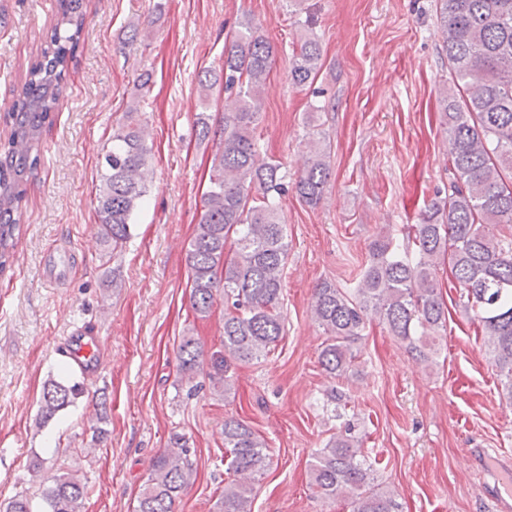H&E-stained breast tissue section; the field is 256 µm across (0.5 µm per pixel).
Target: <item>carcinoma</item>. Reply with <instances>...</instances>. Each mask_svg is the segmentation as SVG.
I'll return each mask as SVG.
<instances>
[{
  "instance_id": "cac0c4a2",
  "label": "carcinoma",
  "mask_w": 512,
  "mask_h": 512,
  "mask_svg": "<svg viewBox=\"0 0 512 512\" xmlns=\"http://www.w3.org/2000/svg\"><path fill=\"white\" fill-rule=\"evenodd\" d=\"M443 48L451 84L444 90L441 124L451 144L452 179L445 196L431 200L417 223L407 227V245L390 235L374 239L356 287L331 281L316 286L311 314L327 336L319 363L330 374L352 370L355 344L376 321L406 344L424 367L436 364L448 334V309L440 297V271L459 289L461 307L478 324L501 394L512 404V0H438ZM86 20L84 0H57V21L12 105L11 133L0 144V273H4L20 233L23 186L37 167L46 119L58 110L65 91L74 43ZM318 41L300 37L290 69L292 85L313 83L321 64ZM272 50L255 35L251 20L240 24L224 48L220 68L205 69L198 83L203 98L216 86L227 97L218 116L198 114L199 134L218 126L220 138L202 195L195 233L186 247L190 302L194 313L209 315L224 299V354L213 359L218 384L230 389L231 362L258 361L283 336L280 311L288 263L287 225L280 199L294 190L310 207L330 186V154L312 132L309 155L293 183L276 161L257 150L262 101ZM151 75H142L137 97L112 133L104 155L96 216L101 240L112 254L130 237L136 210L149 195L147 166L152 146L141 101ZM177 357L183 377L192 379L201 350L184 336ZM81 388L49 382L43 389L42 419L73 403ZM224 448L237 479L224 486L219 512H252L255 483L271 464L267 442L243 421L224 420ZM363 439L348 421L319 449L310 476L325 503L343 500L350 512H402L395 492L376 484ZM188 457L161 454L143 482L135 512H174L192 483ZM87 486L66 472L41 490L45 512H80ZM0 512H32L17 495L0 502Z\"/></svg>"
}]
</instances>
